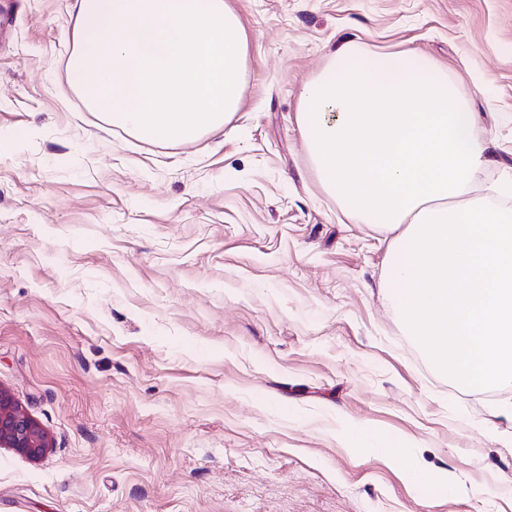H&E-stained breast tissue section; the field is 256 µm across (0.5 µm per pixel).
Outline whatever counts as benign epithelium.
I'll return each instance as SVG.
<instances>
[{
    "mask_svg": "<svg viewBox=\"0 0 512 512\" xmlns=\"http://www.w3.org/2000/svg\"><path fill=\"white\" fill-rule=\"evenodd\" d=\"M49 447L47 432L0 387V448H9L30 459H38Z\"/></svg>",
    "mask_w": 512,
    "mask_h": 512,
    "instance_id": "benign-epithelium-1",
    "label": "benign epithelium"
}]
</instances>
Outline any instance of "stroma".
Returning a JSON list of instances; mask_svg holds the SVG:
<instances>
[{
    "mask_svg": "<svg viewBox=\"0 0 512 512\" xmlns=\"http://www.w3.org/2000/svg\"><path fill=\"white\" fill-rule=\"evenodd\" d=\"M227 2L243 102L161 144L70 86L72 0H0V388L52 441L0 448V512H512L502 392L434 368L297 124L344 42L406 50L478 115L471 195L512 182V0Z\"/></svg>",
    "mask_w": 512,
    "mask_h": 512,
    "instance_id": "35a3bbf8",
    "label": "stroma"
}]
</instances>
